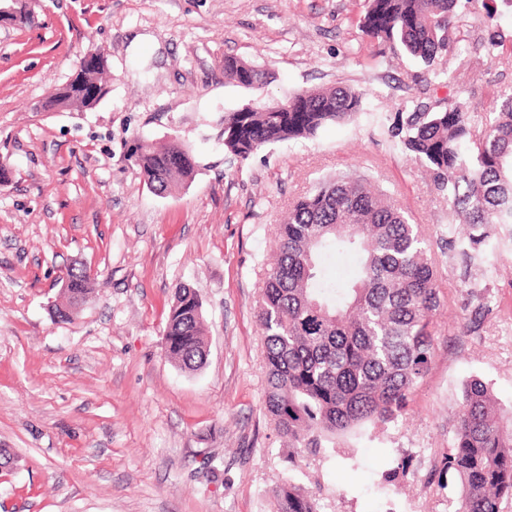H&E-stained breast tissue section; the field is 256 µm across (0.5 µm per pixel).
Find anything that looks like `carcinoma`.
<instances>
[{
	"instance_id": "cac0c4a2",
	"label": "carcinoma",
	"mask_w": 512,
	"mask_h": 512,
	"mask_svg": "<svg viewBox=\"0 0 512 512\" xmlns=\"http://www.w3.org/2000/svg\"><path fill=\"white\" fill-rule=\"evenodd\" d=\"M457 0H370L365 32L399 46L432 66L448 51ZM107 60L79 63L76 76L55 89L45 112L95 106L106 94ZM268 71L224 56V79L262 93ZM256 98L224 113V149L245 161L281 141L314 137L362 110L363 93L340 85L302 90L288 110L271 112ZM401 149L430 172L449 210L468 226L448 237L459 277L489 261L496 228L512 224V93L502 94L474 135L458 106L423 101L397 112L389 129ZM132 155L145 184L162 194L192 178L196 161L177 139L157 144L133 139ZM325 251L356 255L354 278L344 287L321 276ZM95 275L67 270L54 304L67 321L91 293ZM437 267L422 226L365 174L336 175L297 198L277 228V250L258 302L264 341L263 410L295 448H317L323 435L366 424L384 426L406 414L429 372L435 351L434 318L442 306ZM201 297L193 286L176 289L169 307L164 352L185 371L207 359ZM462 410L452 448L440 472L459 484V512H502L512 500V426L497 415L488 385L473 379L462 389ZM272 512H319L315 498L292 480L273 494Z\"/></svg>"
}]
</instances>
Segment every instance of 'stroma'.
<instances>
[{
  "label": "stroma",
  "mask_w": 512,
  "mask_h": 512,
  "mask_svg": "<svg viewBox=\"0 0 512 512\" xmlns=\"http://www.w3.org/2000/svg\"><path fill=\"white\" fill-rule=\"evenodd\" d=\"M37 23L0 24V512H270L292 475L321 512H456L459 488L435 472L466 382L487 383L512 420V229L466 294L442 246L456 221L433 179L388 134L432 75L436 98L474 130L512 88V0L486 12L459 0L453 44L424 68L370 38L367 0H27ZM151 44L132 49L136 35ZM107 59V94L90 109L36 106L88 51ZM269 65L266 100L332 85L363 91L362 110L311 139L246 161L224 150V115L252 90L224 79V57ZM178 138L192 182L159 196L128 147ZM370 174L421 224L441 276L430 372L403 421L371 424L310 451L263 413L257 300L277 224L319 179ZM86 266L96 285L72 320L51 306ZM203 300L205 365L164 355L181 284ZM481 329L467 325L478 303ZM400 482L384 476L400 459Z\"/></svg>",
  "instance_id": "1"
}]
</instances>
